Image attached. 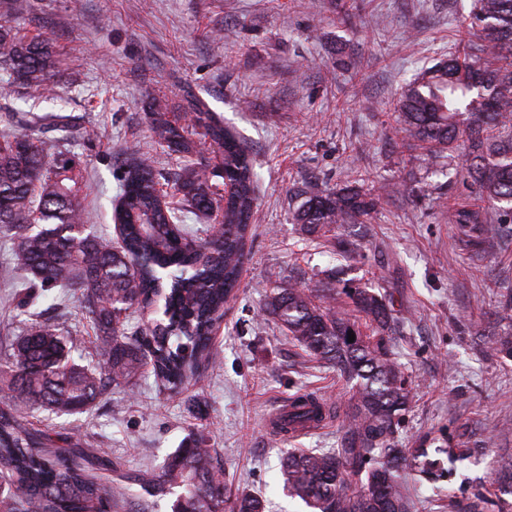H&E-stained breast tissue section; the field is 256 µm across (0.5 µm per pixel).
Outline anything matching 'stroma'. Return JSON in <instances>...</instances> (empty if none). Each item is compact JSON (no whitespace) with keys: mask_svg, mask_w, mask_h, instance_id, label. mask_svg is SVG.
<instances>
[{"mask_svg":"<svg viewBox=\"0 0 512 512\" xmlns=\"http://www.w3.org/2000/svg\"><path fill=\"white\" fill-rule=\"evenodd\" d=\"M475 0H0V21L57 46L60 101L13 85L0 69V108L69 115L64 139L33 128L49 150L80 157L88 222L113 231L127 148L151 157L166 178L179 155L155 141V103L178 110L192 95L243 139L255 160L258 205L241 286L213 331L218 365L182 394L157 391L151 374L115 387L80 415L39 413L34 428L60 448H100L130 473L158 472L183 442L201 436L234 493L259 496L265 512H307L289 497L280 458L291 448H332L343 434L350 385L311 360L261 314L269 287L318 290L337 283L387 295L403 323L393 358L411 385L399 429L405 448L450 445L466 458L451 480H407L413 512H505L512 486V223L480 201L463 157L431 154L390 128L406 85L442 59L473 52L464 20ZM363 179L378 199L363 224H347L355 254L292 221L303 193ZM484 212L481 247L469 246L448 210ZM12 240L0 235V357L28 314L63 333L83 364L97 362L96 330L77 298L47 293L33 308L13 303ZM310 391L333 409L314 431L279 435L276 418ZM202 414H189L187 397Z\"/></svg>","mask_w":512,"mask_h":512,"instance_id":"stroma-1","label":"stroma"}]
</instances>
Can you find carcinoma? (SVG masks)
<instances>
[{
    "mask_svg": "<svg viewBox=\"0 0 512 512\" xmlns=\"http://www.w3.org/2000/svg\"><path fill=\"white\" fill-rule=\"evenodd\" d=\"M470 24L482 44L469 61H441L410 83L393 120L408 138L439 153L462 149L465 171L478 192L504 205L512 218V0H476ZM0 59L12 83L54 99L56 55L51 40L27 38L0 23ZM189 111L157 106L151 130L183 158L173 191L184 207L205 216L223 214L217 234L199 239L181 224L182 209L165 196L160 174L138 151L127 160L121 207L114 212L121 245L114 246L84 222L79 158L49 152L23 132L0 130V231L14 240L11 255L24 299L29 289L80 293L79 301L98 334L96 366L77 363L54 326L33 319L0 358V512H112L126 487L95 475L116 464L82 448H57L48 432L28 426L39 412H88L114 385L133 383L149 370L162 390L177 391L216 360L212 333L239 287L256 205L253 158L200 102ZM32 120L67 137L70 116L6 112L7 127ZM212 154V167L194 162L198 150ZM231 186L224 198L218 179ZM375 198L356 187L304 196L294 219L310 234L326 235L342 224L361 223ZM452 223L479 244L487 219L457 208ZM343 293L372 334L336 310L335 289L315 296L305 288L275 287L263 310L308 357L354 382L347 424L335 448L293 449L281 461L288 493L312 512H411L402 491L407 470L436 482L465 460L452 448H401L400 424L410 406L407 379L392 359L399 331L392 302L366 287ZM164 298V320L128 323L135 313ZM355 340L348 342V334ZM329 410L312 393L296 397L281 429L316 427ZM148 494L181 488L172 512H262L256 497H239L224 484L212 449L198 441L176 449L157 474L128 477Z\"/></svg>",
    "mask_w": 512,
    "mask_h": 512,
    "instance_id": "carcinoma-1",
    "label": "carcinoma"
}]
</instances>
